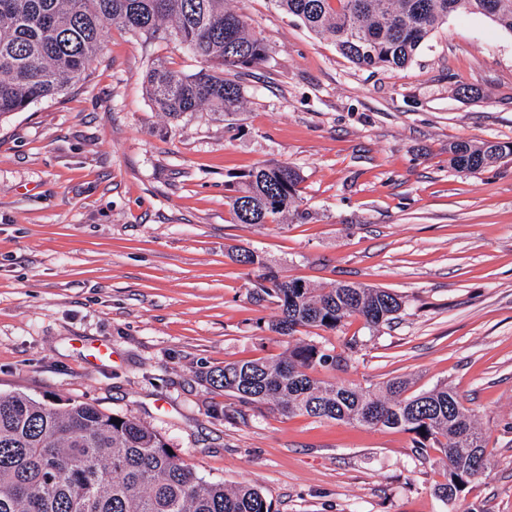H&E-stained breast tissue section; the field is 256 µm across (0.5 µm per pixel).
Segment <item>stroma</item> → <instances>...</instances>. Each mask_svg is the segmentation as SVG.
Listing matches in <instances>:
<instances>
[{
    "label": "stroma",
    "mask_w": 512,
    "mask_h": 512,
    "mask_svg": "<svg viewBox=\"0 0 512 512\" xmlns=\"http://www.w3.org/2000/svg\"><path fill=\"white\" fill-rule=\"evenodd\" d=\"M226 2L267 46L230 74L236 114L157 112L148 64H200L115 26L87 80L0 119V395L135 418L272 512H512V157L475 174L448 161L460 139L512 142V33L452 16L407 67L361 69L273 0ZM265 161L299 171L306 220L232 223L226 183ZM242 248L316 288L388 290L402 309L375 330L350 318L276 335ZM352 340L346 368L320 378L446 383L472 411L489 467L455 499L435 493L441 453L410 433L240 407L209 380L298 341ZM98 344L110 362L93 360Z\"/></svg>",
    "instance_id": "1"
}]
</instances>
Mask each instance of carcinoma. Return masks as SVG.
Here are the masks:
<instances>
[{
    "label": "carcinoma",
    "mask_w": 512,
    "mask_h": 512,
    "mask_svg": "<svg viewBox=\"0 0 512 512\" xmlns=\"http://www.w3.org/2000/svg\"><path fill=\"white\" fill-rule=\"evenodd\" d=\"M310 31L330 37L360 67H406L430 33L458 13L480 14L512 32V0H273ZM119 26L146 41L164 39L204 64L192 74L153 62L144 89L172 120L204 109L223 117L239 111V85L224 72L266 59L264 38L224 0H0V118L22 112L88 79L105 48V29ZM451 165L478 173L512 156V142L458 140ZM301 175L270 161L238 176L227 196L235 224L298 220ZM236 262L261 269L255 288L280 310L268 330L293 336L300 328L335 330L354 317L376 329L391 323L400 298L356 283L313 288L285 279L259 254L240 249ZM345 352L298 344L280 359L224 364L210 381L241 406H268L413 434L414 447L436 448L446 461L439 497H456L488 467L485 438L457 392L443 383L410 392L405 379L385 394L314 376L317 367L346 365ZM163 437L138 420L107 414L88 402L55 404L25 395L0 396V512H271L250 485L208 483Z\"/></svg>",
    "instance_id": "carcinoma-1"
}]
</instances>
